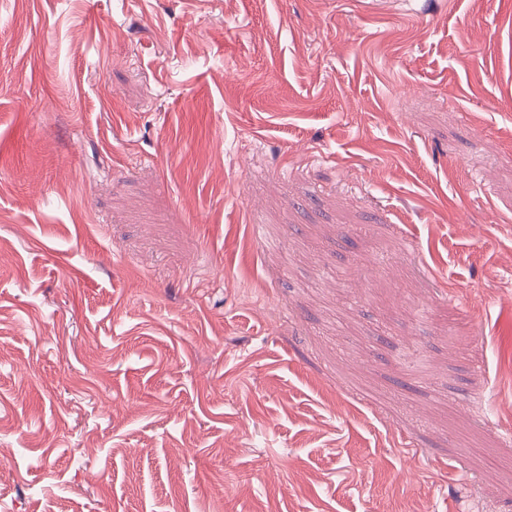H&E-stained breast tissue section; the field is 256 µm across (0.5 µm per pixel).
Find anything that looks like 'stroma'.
Instances as JSON below:
<instances>
[{
  "instance_id": "stroma-1",
  "label": "stroma",
  "mask_w": 512,
  "mask_h": 512,
  "mask_svg": "<svg viewBox=\"0 0 512 512\" xmlns=\"http://www.w3.org/2000/svg\"><path fill=\"white\" fill-rule=\"evenodd\" d=\"M0 512H512V0H0Z\"/></svg>"
}]
</instances>
